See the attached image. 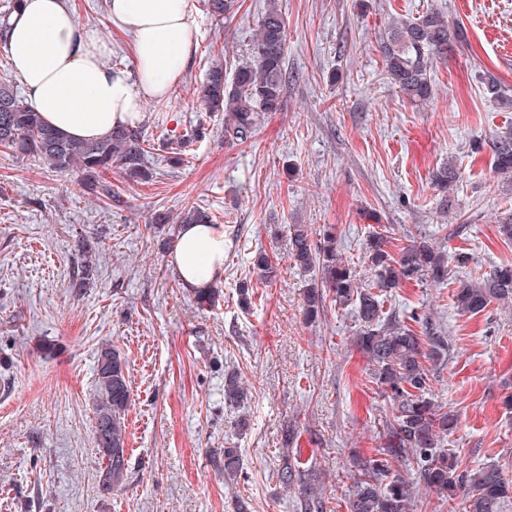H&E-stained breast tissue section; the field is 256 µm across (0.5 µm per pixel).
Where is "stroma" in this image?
<instances>
[{
    "label": "stroma",
    "mask_w": 512,
    "mask_h": 512,
    "mask_svg": "<svg viewBox=\"0 0 512 512\" xmlns=\"http://www.w3.org/2000/svg\"><path fill=\"white\" fill-rule=\"evenodd\" d=\"M287 23L294 79L283 111L263 116L251 143L224 140V115L200 105L210 64L233 70L252 53L268 0H236L218 21L198 12L196 53L168 98L143 105L149 180L103 176L120 200L90 193L73 177L0 148V512H304L298 489L276 479L281 450L319 475L323 512H346L361 459L373 455L389 402L372 383L352 338L351 310L301 309L311 280L288 258V227L311 235L337 228L361 279L371 229L393 244L437 240L480 268L512 263L496 223L512 212V180L493 168L512 133V0H277ZM112 45L106 65L136 76L128 36L112 30L106 0H70ZM435 9L461 26L462 44L433 68V97L413 104L387 82L378 37L391 13ZM500 97L484 93L486 77ZM204 140L169 161L171 139L194 127ZM457 174L452 191L433 169ZM193 207L224 226L223 291L200 309L180 284L152 213ZM97 270L71 282L83 250ZM279 263L257 284V250ZM253 284L251 303L239 290ZM402 317L436 324L448 351L435 362L434 394L458 417L448 438L461 467L499 465L512 475V305L457 311L448 285L410 282L393 292ZM125 356L131 405L129 467L100 492L94 448L95 367L102 344ZM248 388L243 408L224 403V375ZM246 418L248 429L235 423ZM296 427L285 441V424ZM243 474L224 481V451Z\"/></svg>",
    "instance_id": "1"
}]
</instances>
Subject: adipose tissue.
Returning <instances> with one entry per match:
<instances>
[{"label":"adipose tissue","instance_id":"obj_1","mask_svg":"<svg viewBox=\"0 0 512 512\" xmlns=\"http://www.w3.org/2000/svg\"><path fill=\"white\" fill-rule=\"evenodd\" d=\"M113 29L131 39L136 76L104 64L110 46L66 0H24L9 22L11 64L43 120L65 135L101 139L142 118L147 99L179 83L196 51L195 0H107ZM190 292L224 274V227L184 224L170 256Z\"/></svg>","mask_w":512,"mask_h":512}]
</instances>
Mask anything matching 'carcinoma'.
<instances>
[{
    "mask_svg": "<svg viewBox=\"0 0 512 512\" xmlns=\"http://www.w3.org/2000/svg\"><path fill=\"white\" fill-rule=\"evenodd\" d=\"M21 0H5L0 11V45L8 48V20ZM255 55L243 59L232 75L219 62L208 68L200 98L211 112L224 113V138L236 143L250 141L260 117L278 112L288 82L286 68V22L276 0L269 2L256 23ZM464 39L460 26H451L436 10L417 17H394L379 33V49L390 84L402 97L423 103L433 93L431 71L437 57ZM140 127H120L98 140L73 139L47 125L39 112L18 91L7 75L0 76V146L31 156L63 175L81 178L91 191L112 198V189L100 182L102 174L120 168L132 180H145L147 149ZM495 171L512 176V138L498 141ZM457 175L450 167L432 174L441 190L455 185ZM386 231L370 232L363 247L364 261L374 270L373 279L362 281L356 267L344 260L336 243V228L329 227L320 238L311 237L304 224L289 226V256L302 269L319 274L306 294L303 315L314 321L326 302L354 307L359 329L353 337L357 349L372 366L371 378L390 403L383 422L385 441L375 455L361 461L354 475L347 512H416L412 482L392 474L393 464L411 467L417 480L446 503L458 498L465 512H503L512 500V478L500 466L483 464L476 469L459 468L456 452L445 447V439L457 428V418L439 402L432 390L431 368L446 350L445 337L435 325L411 317L384 315V298L393 289L411 281L430 278L448 281L449 264L466 267L470 256H452L424 238L393 251ZM258 281L270 282L274 266L260 252L253 261ZM454 304L463 314L476 315L494 302L512 301V263L465 273L454 288ZM93 435L104 468L99 486L110 493L121 484L127 470L125 427L122 419L130 404L127 361L107 345L97 360ZM247 400L245 384L237 374L224 375V403L238 407ZM235 448L224 449V480L237 479L242 470ZM277 477L286 488L301 491L308 512H322L323 504L315 479L302 471L282 452Z\"/></svg>",
    "mask_w": 512,
    "mask_h": 512,
    "instance_id": "carcinoma-1",
    "label": "carcinoma"
}]
</instances>
